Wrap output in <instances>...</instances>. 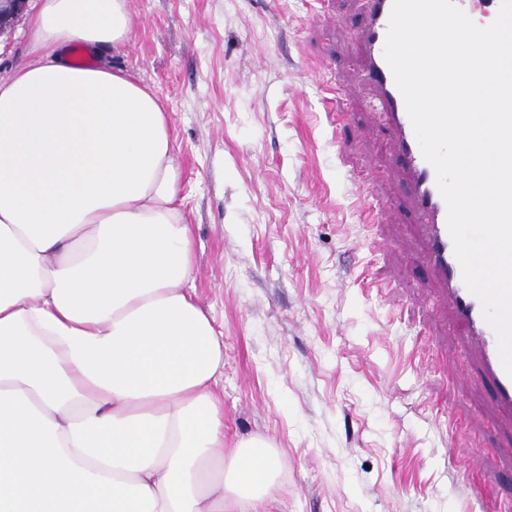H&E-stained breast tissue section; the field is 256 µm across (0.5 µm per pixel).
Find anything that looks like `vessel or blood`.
Returning a JSON list of instances; mask_svg holds the SVG:
<instances>
[{"instance_id": "obj_1", "label": "vessel or blood", "mask_w": 512, "mask_h": 512, "mask_svg": "<svg viewBox=\"0 0 512 512\" xmlns=\"http://www.w3.org/2000/svg\"><path fill=\"white\" fill-rule=\"evenodd\" d=\"M392 4L393 0H366L367 20L358 34L364 54L363 79L374 93L372 109L390 133V150L407 176L412 208L427 241V261L444 287L445 301L478 350L482 379L492 384L497 404L510 410L512 377L503 368L497 336L484 319L479 299L463 282L435 170L421 153L405 101L383 56Z\"/></svg>"}]
</instances>
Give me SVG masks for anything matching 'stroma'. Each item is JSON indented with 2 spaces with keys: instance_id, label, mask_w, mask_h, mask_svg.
Instances as JSON below:
<instances>
[{
  "instance_id": "1",
  "label": "stroma",
  "mask_w": 512,
  "mask_h": 512,
  "mask_svg": "<svg viewBox=\"0 0 512 512\" xmlns=\"http://www.w3.org/2000/svg\"><path fill=\"white\" fill-rule=\"evenodd\" d=\"M129 0L133 37L100 53L165 104L195 236V298L224 337V448L267 438V512H488L512 499V412L478 382L365 102L363 0ZM28 0L0 36V81L33 62ZM328 61L314 71L311 57ZM347 121L331 126L326 85ZM387 201L358 222L356 185Z\"/></svg>"
}]
</instances>
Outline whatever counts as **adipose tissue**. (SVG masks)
Masks as SVG:
<instances>
[{
    "label": "adipose tissue",
    "mask_w": 512,
    "mask_h": 512,
    "mask_svg": "<svg viewBox=\"0 0 512 512\" xmlns=\"http://www.w3.org/2000/svg\"><path fill=\"white\" fill-rule=\"evenodd\" d=\"M0 82V512H260L271 442L223 453L224 340L161 98L74 66L132 38L127 0H43Z\"/></svg>",
    "instance_id": "adipose-tissue-1"
}]
</instances>
